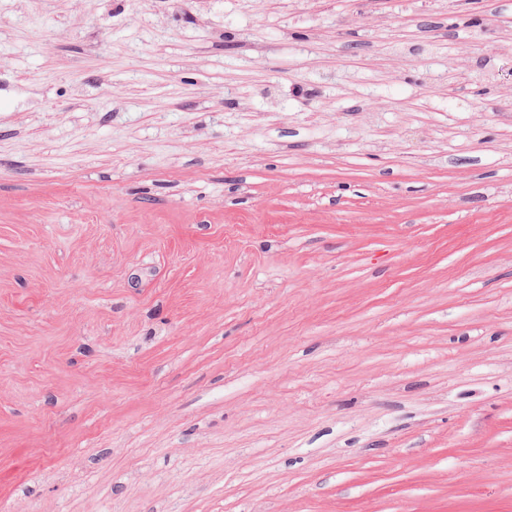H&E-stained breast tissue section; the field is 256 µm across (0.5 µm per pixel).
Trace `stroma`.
<instances>
[{"instance_id": "stroma-1", "label": "stroma", "mask_w": 512, "mask_h": 512, "mask_svg": "<svg viewBox=\"0 0 512 512\" xmlns=\"http://www.w3.org/2000/svg\"><path fill=\"white\" fill-rule=\"evenodd\" d=\"M0 512H512V0H0Z\"/></svg>"}]
</instances>
